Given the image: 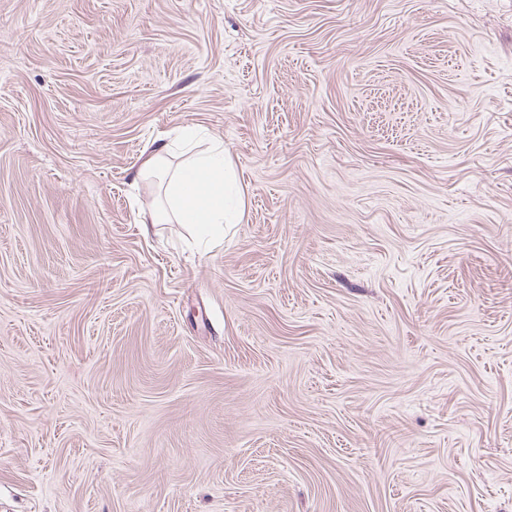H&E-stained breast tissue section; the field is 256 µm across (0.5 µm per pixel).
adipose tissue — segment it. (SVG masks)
<instances>
[{
  "label": "adipose tissue",
  "mask_w": 512,
  "mask_h": 512,
  "mask_svg": "<svg viewBox=\"0 0 512 512\" xmlns=\"http://www.w3.org/2000/svg\"><path fill=\"white\" fill-rule=\"evenodd\" d=\"M168 154L165 147L154 151L139 168V177L158 179L164 186L163 202L144 213L143 223L173 219L209 237L223 235L226 225L242 223L247 191L223 141L213 142L206 152L175 168L170 167Z\"/></svg>",
  "instance_id": "1"
}]
</instances>
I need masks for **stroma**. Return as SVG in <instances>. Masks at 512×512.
<instances>
[{
  "label": "stroma",
  "instance_id": "stroma-1",
  "mask_svg": "<svg viewBox=\"0 0 512 512\" xmlns=\"http://www.w3.org/2000/svg\"><path fill=\"white\" fill-rule=\"evenodd\" d=\"M0 512H512V0H0ZM169 151V147L154 151L139 168V177L157 178L164 185L163 202L143 214L142 224L173 218L209 237L224 236L228 224H241L247 191L231 156L224 151V142H213L206 152L193 155L172 170Z\"/></svg>",
  "mask_w": 512,
  "mask_h": 512
}]
</instances>
